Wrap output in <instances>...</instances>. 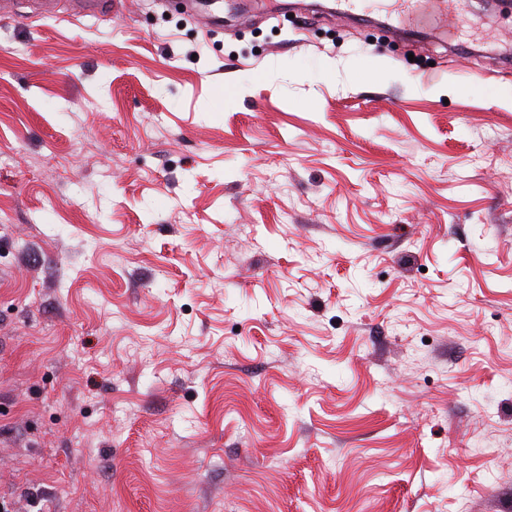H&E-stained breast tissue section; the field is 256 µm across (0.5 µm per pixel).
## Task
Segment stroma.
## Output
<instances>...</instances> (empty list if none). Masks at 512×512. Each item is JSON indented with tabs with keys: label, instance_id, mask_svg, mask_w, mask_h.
<instances>
[{
	"label": "stroma",
	"instance_id": "35a3bbf8",
	"mask_svg": "<svg viewBox=\"0 0 512 512\" xmlns=\"http://www.w3.org/2000/svg\"><path fill=\"white\" fill-rule=\"evenodd\" d=\"M0 17V512H512V0ZM344 3L343 13L356 9H385L394 12L398 18L420 20L423 17H433L439 20L448 18L447 0H340ZM430 2V9L423 11V3Z\"/></svg>",
	"mask_w": 512,
	"mask_h": 512
}]
</instances>
